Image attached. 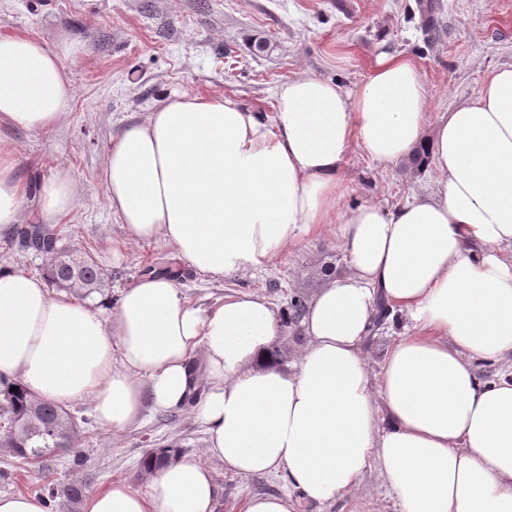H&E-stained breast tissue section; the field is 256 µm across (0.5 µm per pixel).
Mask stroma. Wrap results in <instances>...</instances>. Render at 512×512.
<instances>
[{
  "label": "stroma",
  "instance_id": "35a3bbf8",
  "mask_svg": "<svg viewBox=\"0 0 512 512\" xmlns=\"http://www.w3.org/2000/svg\"><path fill=\"white\" fill-rule=\"evenodd\" d=\"M440 37L427 42L416 0H0V34L26 32L48 44L65 39L84 44L67 60L70 110L61 125L43 132L0 126V141L12 144L18 172L30 194L56 168L70 170L80 185L74 210L59 224L66 247L92 256L109 277L103 292L87 297L93 309L116 304L122 288L156 262L175 260L162 240L124 242L100 173L121 127L142 119L161 94L178 90L204 96H233L257 111L274 110V90L288 79L315 76L355 89L384 50L414 59L428 90L430 120L468 99L494 69L512 65V0H439ZM267 49L259 53L256 41ZM434 168L412 172L406 162L381 164L352 149L341 172L340 208L365 202L391 208L431 189ZM124 243L125 258L113 263L111 248ZM345 259L332 224L289 244L262 270L221 281L198 276L181 281L191 302L206 307L250 292L275 308L307 283L324 256ZM405 317L372 332L364 355L371 380H378L386 352L408 334ZM78 430L74 448L51 455L47 466L30 465L0 453V493L33 492L46 481L85 483L94 491L114 480L146 491L140 462L150 449L178 446L202 453L208 435L191 409L171 420L145 408L142 421L119 432L102 431L89 401L67 404ZM81 454L83 467L72 465ZM219 497L216 512H239L245 497L282 495L292 486L285 471L244 477L208 460ZM298 512H397L378 466L328 504L299 499Z\"/></svg>",
  "mask_w": 512,
  "mask_h": 512
}]
</instances>
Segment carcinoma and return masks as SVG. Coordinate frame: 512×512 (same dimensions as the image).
I'll list each match as a JSON object with an SVG mask.
<instances>
[{
    "instance_id": "obj_1",
    "label": "carcinoma",
    "mask_w": 512,
    "mask_h": 512,
    "mask_svg": "<svg viewBox=\"0 0 512 512\" xmlns=\"http://www.w3.org/2000/svg\"><path fill=\"white\" fill-rule=\"evenodd\" d=\"M32 244H49L61 240L57 229L47 224H28L17 231L14 240L23 248L22 237ZM140 274H165L181 280L189 271L176 265L147 266ZM45 276L54 285L67 288L83 297L101 291L108 285V277L89 256L82 257L59 247L55 259L45 268ZM309 302V292L300 289L292 292L285 309V333L272 347V358L284 365L296 346L305 341L301 320ZM195 392L189 397L185 408H190L206 387L205 367L200 360L193 361ZM0 423L12 428V432L0 435V448L7 455L27 463L38 461L60 449L71 448L77 435V427L67 410L31 394L19 383L0 379ZM172 446L167 445L156 452L146 454L141 468L149 472L160 460L169 457ZM48 502L59 504L67 512H80L84 496V485L73 481L68 484L44 483L39 486Z\"/></svg>"
}]
</instances>
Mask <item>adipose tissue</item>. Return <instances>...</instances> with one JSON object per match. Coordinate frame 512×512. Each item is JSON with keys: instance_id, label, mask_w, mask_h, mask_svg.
I'll return each mask as SVG.
<instances>
[{"instance_id": "adipose-tissue-1", "label": "adipose tissue", "mask_w": 512, "mask_h": 512, "mask_svg": "<svg viewBox=\"0 0 512 512\" xmlns=\"http://www.w3.org/2000/svg\"><path fill=\"white\" fill-rule=\"evenodd\" d=\"M77 41L0 35V125L57 126L70 107ZM380 163L428 154L433 191L385 208L338 209L352 148ZM128 242L160 239L195 275L261 269L289 243L335 223L350 271L331 277L301 322L297 362L267 356L278 311L241 294L203 308L170 277H142L104 313L53 293L46 277L0 270V378L59 404L90 401L97 425L122 432L145 405L194 410L207 453L242 476L286 470L303 497L336 500L377 465L399 512H512V373L478 363L512 355V66L428 123L427 88L408 57L381 52L356 90L298 77L265 114L236 98L161 95L112 140L101 174ZM27 191L0 144V236L23 220ZM77 201L69 170L38 188L35 214L55 224ZM411 332L371 381L364 345L379 300ZM199 457L153 468L146 492L114 481L84 512H215Z\"/></svg>"}]
</instances>
